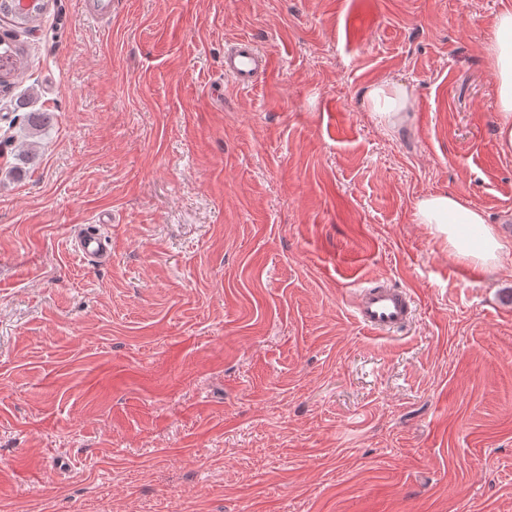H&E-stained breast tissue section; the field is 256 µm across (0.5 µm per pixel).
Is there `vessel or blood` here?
I'll return each mask as SVG.
<instances>
[{
	"label": "vessel or blood",
	"instance_id": "b4317fda",
	"mask_svg": "<svg viewBox=\"0 0 512 512\" xmlns=\"http://www.w3.org/2000/svg\"><path fill=\"white\" fill-rule=\"evenodd\" d=\"M270 55L255 42L241 38L224 52V74L235 86L252 87L271 68ZM74 252L87 259L108 260L112 241L94 229H83L72 240ZM414 297L409 290L385 285L361 288L354 302V319L372 333L381 335L405 325L413 313Z\"/></svg>",
	"mask_w": 512,
	"mask_h": 512
}]
</instances>
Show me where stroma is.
Segmentation results:
<instances>
[{"instance_id":"obj_1","label":"stroma","mask_w":512,"mask_h":512,"mask_svg":"<svg viewBox=\"0 0 512 512\" xmlns=\"http://www.w3.org/2000/svg\"><path fill=\"white\" fill-rule=\"evenodd\" d=\"M113 2L0 20V512H512V254L413 216L448 192L512 241L484 45L512 0ZM240 36L276 63L249 90ZM94 223L105 264L70 248ZM374 279L415 298L398 334L354 320ZM0 46H4L0 49V78L14 77L21 64L23 49L6 39H0ZM271 65V56L248 38L234 41L224 52V75L238 88L252 87ZM412 97L405 84L384 80L366 90L362 104L377 124L395 128L407 121Z\"/></svg>"}]
</instances>
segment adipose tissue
Returning <instances> with one entry per match:
<instances>
[{
    "label": "adipose tissue",
    "mask_w": 512,
    "mask_h": 512,
    "mask_svg": "<svg viewBox=\"0 0 512 512\" xmlns=\"http://www.w3.org/2000/svg\"><path fill=\"white\" fill-rule=\"evenodd\" d=\"M490 66L497 84V148L512 154V10L497 14L486 44ZM412 91L405 84L385 80L371 85L362 104L380 125L395 128L407 121ZM414 216L417 223L430 225L448 242L456 257L486 269L496 268L512 246L503 242L487 224L484 214L458 196L448 193L420 198Z\"/></svg>",
    "instance_id": "adipose-tissue-1"
}]
</instances>
